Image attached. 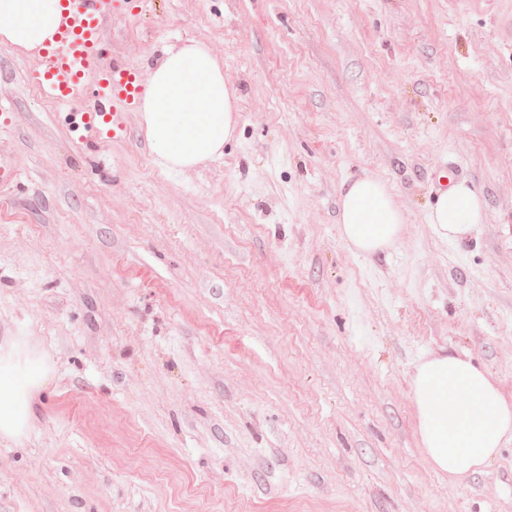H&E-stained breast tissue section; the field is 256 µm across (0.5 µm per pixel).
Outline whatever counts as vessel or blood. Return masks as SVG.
<instances>
[{
  "label": "vessel or blood",
  "mask_w": 512,
  "mask_h": 512,
  "mask_svg": "<svg viewBox=\"0 0 512 512\" xmlns=\"http://www.w3.org/2000/svg\"><path fill=\"white\" fill-rule=\"evenodd\" d=\"M112 5L113 0H64L55 45L40 54L37 79L44 94L64 104L87 103L71 115L82 144L121 135L124 110L137 104V71L102 64L104 24Z\"/></svg>",
  "instance_id": "obj_1"
}]
</instances>
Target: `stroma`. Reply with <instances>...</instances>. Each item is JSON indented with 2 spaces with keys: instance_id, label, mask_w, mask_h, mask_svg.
Instances as JSON below:
<instances>
[{
  "instance_id": "obj_1",
  "label": "stroma",
  "mask_w": 512,
  "mask_h": 512,
  "mask_svg": "<svg viewBox=\"0 0 512 512\" xmlns=\"http://www.w3.org/2000/svg\"><path fill=\"white\" fill-rule=\"evenodd\" d=\"M206 44L240 94L222 157L161 168L137 110L89 149L0 47V342L54 366L0 512H512V440L460 482L419 445L415 366L468 353L512 398V0H131L104 54ZM486 218L427 220L434 176ZM403 215L343 241L344 184ZM338 205L341 234L358 253L372 255L398 241L402 213L379 179L361 177L350 181L342 190ZM484 220V199L465 181L439 192L429 212V224L441 238L452 242L463 241Z\"/></svg>"
}]
</instances>
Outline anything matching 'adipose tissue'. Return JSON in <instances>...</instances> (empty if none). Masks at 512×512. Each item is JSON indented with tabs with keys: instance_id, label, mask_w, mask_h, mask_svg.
Segmentation results:
<instances>
[{
	"instance_id": "adipose-tissue-1",
	"label": "adipose tissue",
	"mask_w": 512,
	"mask_h": 512,
	"mask_svg": "<svg viewBox=\"0 0 512 512\" xmlns=\"http://www.w3.org/2000/svg\"><path fill=\"white\" fill-rule=\"evenodd\" d=\"M61 0H0V46L16 54L45 48L61 18ZM239 95L224 66L203 43L165 47L149 67L138 112L155 161L170 171L221 157L237 132ZM341 234L371 255L399 239L403 217L386 185L372 177L350 181L339 198ZM485 220L482 195L466 182L440 192L429 212L436 233L463 241ZM54 369L26 337L0 343V437L24 438L35 397ZM418 436L431 467L460 481L482 471L512 438V400L492 374L465 354L421 360L412 377Z\"/></svg>"
}]
</instances>
